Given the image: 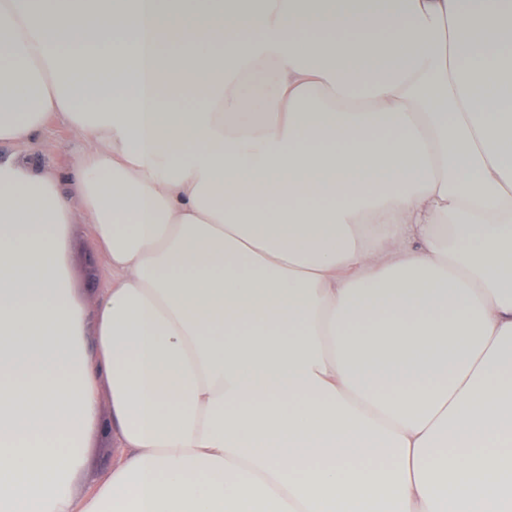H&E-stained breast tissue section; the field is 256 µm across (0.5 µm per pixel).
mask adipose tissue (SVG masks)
Segmentation results:
<instances>
[{"label": "adipose tissue", "instance_id": "ef3b65f1", "mask_svg": "<svg viewBox=\"0 0 512 512\" xmlns=\"http://www.w3.org/2000/svg\"><path fill=\"white\" fill-rule=\"evenodd\" d=\"M206 2L0 0V512H512V0ZM90 147L68 124L54 121L44 128L34 144L22 148L38 168L65 172ZM72 250L69 266L72 287L92 306L101 288L110 279V273L104 263L91 227L88 224L71 225ZM112 432L105 433L102 427L95 430L90 448H87L86 470L78 482L81 489H88L95 481L112 469Z\"/></svg>", "mask_w": 512, "mask_h": 512}]
</instances>
